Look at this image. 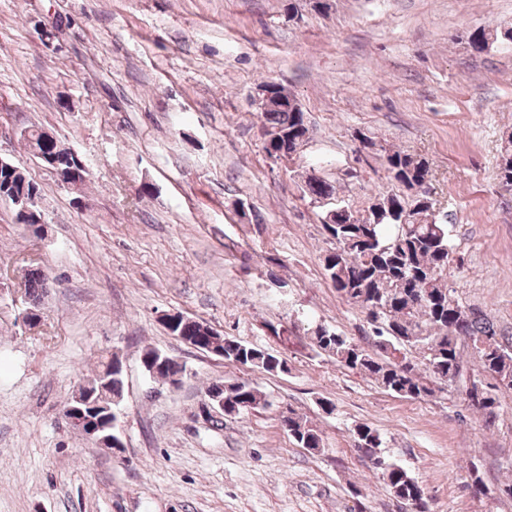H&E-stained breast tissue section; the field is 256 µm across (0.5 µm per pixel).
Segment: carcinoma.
Returning <instances> with one entry per match:
<instances>
[{"label": "carcinoma", "instance_id": "carcinoma-1", "mask_svg": "<svg viewBox=\"0 0 512 512\" xmlns=\"http://www.w3.org/2000/svg\"><path fill=\"white\" fill-rule=\"evenodd\" d=\"M512 40V28L498 34L476 29L468 44L485 51L492 40ZM269 103L259 116L264 129L274 135L264 143L271 159L282 149L293 151L309 139L306 113L294 95L272 83ZM387 178L400 192L374 196L365 213L348 206L336 207V221L323 218V228L333 242L323 257V266L341 299L355 305L371 326V343L363 346L325 325L311 331V342L336 365L359 372L386 391L400 397L422 400L435 395L433 383L452 386L462 373L460 343L466 342L476 356L477 374L461 390L468 410L491 426L497 418V385L485 381L512 380V333L507 334L481 310L465 305L448 288V262L452 252L449 225L437 220L425 185L431 174L429 161L419 153L382 148ZM498 177L512 183V136L503 147ZM38 192L24 172L0 170V198H10L22 185ZM304 192L313 200L330 197L335 187L310 176ZM47 277L39 269L29 271L24 281L26 295L36 304L46 291ZM173 336H199V351L210 346L224 350V360L255 366L269 373L288 371L285 361L267 349L225 336L204 322L179 319L166 326ZM420 355V362L408 357ZM108 380L112 397L124 393V373L101 364L93 378ZM269 406L264 393L248 381L224 382V414L235 415ZM288 436L300 447L317 453L324 447L318 427L291 411L281 421ZM355 448L379 472L391 494L409 512H428L419 482L381 451V434L367 424L353 430Z\"/></svg>", "mask_w": 512, "mask_h": 512}]
</instances>
